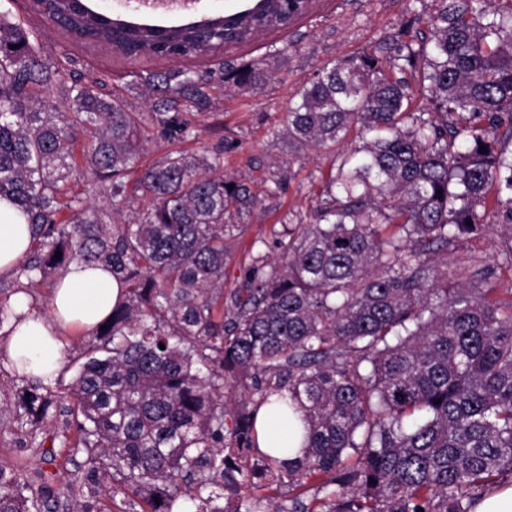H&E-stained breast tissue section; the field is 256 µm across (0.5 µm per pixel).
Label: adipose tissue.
<instances>
[{"instance_id": "adipose-tissue-1", "label": "adipose tissue", "mask_w": 512, "mask_h": 512, "mask_svg": "<svg viewBox=\"0 0 512 512\" xmlns=\"http://www.w3.org/2000/svg\"><path fill=\"white\" fill-rule=\"evenodd\" d=\"M30 244V226L10 202L0 200V278H13ZM120 294L109 271L71 263L61 274L51 297V310L42 313L31 297L17 293L10 300L13 315L6 328L4 348L11 369L18 376L54 384L63 368V349L68 337L92 334L111 313ZM263 448L287 449L296 457L303 440L298 418L272 421L258 429Z\"/></svg>"}]
</instances>
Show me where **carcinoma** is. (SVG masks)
I'll list each match as a JSON object with an SVG mask.
<instances>
[{
	"label": "carcinoma",
	"mask_w": 512,
	"mask_h": 512,
	"mask_svg": "<svg viewBox=\"0 0 512 512\" xmlns=\"http://www.w3.org/2000/svg\"><path fill=\"white\" fill-rule=\"evenodd\" d=\"M434 2L427 32L330 60L293 95V148L335 158L322 177L329 200L313 223L284 230L281 266L253 257L227 311L224 266L257 199L224 177L222 140L148 165L145 145L188 140L213 108L211 80L186 63L237 44L241 15L266 33L305 8L252 0L163 26L54 0L46 22L82 43L175 63L135 75L142 112L94 74L49 62L0 8V199L32 236L3 287L31 296L83 262L125 288L68 392L39 383L12 408L24 430L74 399L76 438L62 446L86 456L76 512H93L107 479L142 512H186L188 501L194 512H471L512 477V289L450 286L435 261L493 224L506 235L499 267L512 272V156L501 147L512 137V0ZM221 78L254 91L273 73L246 65ZM355 128L361 145L339 150ZM138 199L143 209L121 219ZM265 406L277 421L302 414V456L259 449ZM244 486L265 494L246 500ZM53 496L0 468V512H43Z\"/></svg>",
	"instance_id": "obj_1"
}]
</instances>
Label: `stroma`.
<instances>
[{
    "label": "stroma",
    "mask_w": 512,
    "mask_h": 512,
    "mask_svg": "<svg viewBox=\"0 0 512 512\" xmlns=\"http://www.w3.org/2000/svg\"><path fill=\"white\" fill-rule=\"evenodd\" d=\"M137 2L87 0L95 11L142 23L173 26L189 19L181 12L143 11ZM11 10L15 20L38 34L51 61L64 54L74 57L80 69L95 70L106 90L120 93L133 110L144 108L133 74L168 66L160 58L131 61L112 47L84 45L45 24L30 0H13ZM408 17V0H313L308 14L288 28L217 53L220 61L238 65L263 60L276 69L273 79L258 92H217L212 111L195 119L196 139L184 144L185 150L200 153L224 142L225 175L240 178L258 198L257 205L241 219L240 243L224 267L225 293L242 287L253 256L263 254L269 261H278L281 251L276 241L284 226L309 223L312 211L325 198L319 175L330 169L333 159L322 151L298 153L289 146L285 119L290 97L323 63L373 45L397 32ZM291 41L298 44V52L277 59L278 50ZM275 180L281 181L283 188L277 196H267L266 190ZM503 241V236L490 228L481 237L449 250V274L464 266L489 278L491 287L501 291L512 287V276L495 273ZM23 385V379L11 373L0 354V467L21 474L33 487L52 489L49 512H71L62 490L83 483L85 457L61 447L58 436L65 428V418L58 410H49L33 430L14 432L8 408Z\"/></svg>",
    "instance_id": "obj_1"
}]
</instances>
